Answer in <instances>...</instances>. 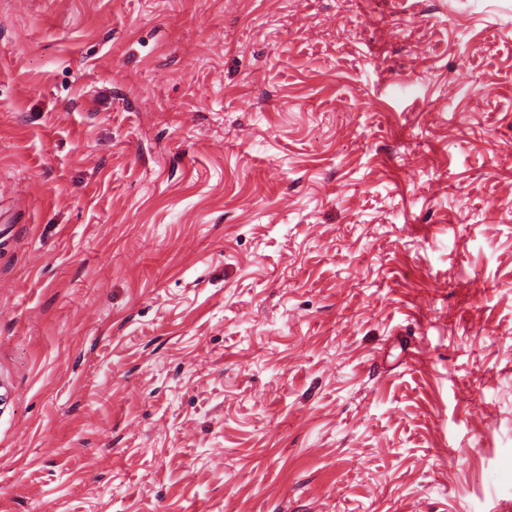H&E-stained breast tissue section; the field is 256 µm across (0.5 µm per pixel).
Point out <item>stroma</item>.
Instances as JSON below:
<instances>
[{
  "instance_id": "stroma-1",
  "label": "stroma",
  "mask_w": 512,
  "mask_h": 512,
  "mask_svg": "<svg viewBox=\"0 0 512 512\" xmlns=\"http://www.w3.org/2000/svg\"><path fill=\"white\" fill-rule=\"evenodd\" d=\"M512 504V0H0V512Z\"/></svg>"
}]
</instances>
